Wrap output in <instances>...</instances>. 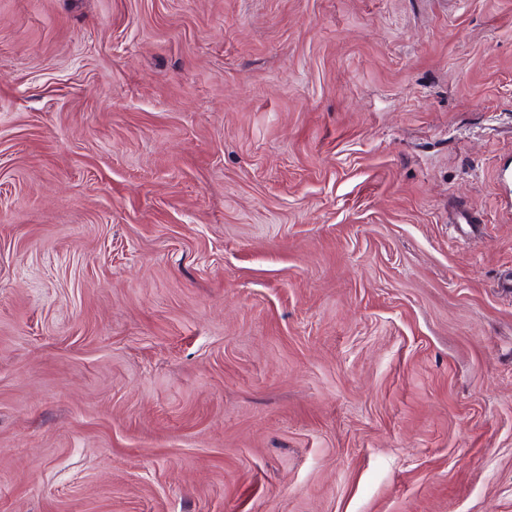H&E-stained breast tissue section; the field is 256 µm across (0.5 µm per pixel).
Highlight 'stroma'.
Instances as JSON below:
<instances>
[{
	"label": "stroma",
	"mask_w": 512,
	"mask_h": 512,
	"mask_svg": "<svg viewBox=\"0 0 512 512\" xmlns=\"http://www.w3.org/2000/svg\"><path fill=\"white\" fill-rule=\"evenodd\" d=\"M0 512H512V0H0Z\"/></svg>",
	"instance_id": "1"
}]
</instances>
